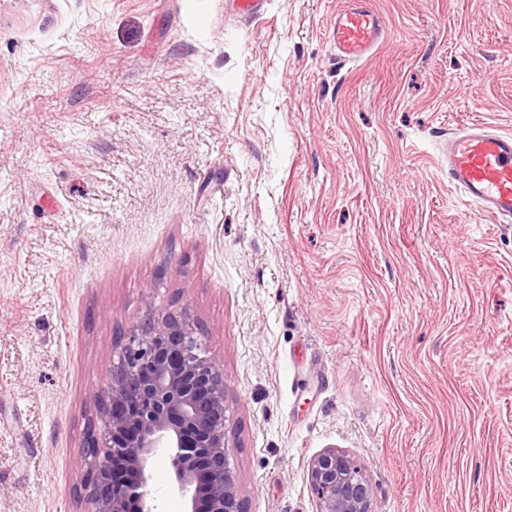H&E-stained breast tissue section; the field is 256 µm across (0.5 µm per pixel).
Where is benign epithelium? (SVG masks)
Here are the masks:
<instances>
[{
  "instance_id": "benign-epithelium-1",
  "label": "benign epithelium",
  "mask_w": 512,
  "mask_h": 512,
  "mask_svg": "<svg viewBox=\"0 0 512 512\" xmlns=\"http://www.w3.org/2000/svg\"><path fill=\"white\" fill-rule=\"evenodd\" d=\"M183 309L148 312L120 332L82 458L90 512H159L150 489L153 458L166 451L187 512H247L226 451L224 371L198 341ZM132 474L112 478L115 463ZM307 482L316 512H370L373 486L344 450L311 458Z\"/></svg>"
}]
</instances>
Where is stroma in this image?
<instances>
[{
	"label": "stroma",
	"instance_id": "35a3bbf8",
	"mask_svg": "<svg viewBox=\"0 0 512 512\" xmlns=\"http://www.w3.org/2000/svg\"><path fill=\"white\" fill-rule=\"evenodd\" d=\"M0 0V512H87L115 331L189 309L248 512H512V223L440 141L512 131V0ZM386 29L367 0H349L336 14L332 44L341 63H358L383 42ZM307 482L316 512H370L372 482L344 450L327 448L311 458Z\"/></svg>",
	"mask_w": 512,
	"mask_h": 512
}]
</instances>
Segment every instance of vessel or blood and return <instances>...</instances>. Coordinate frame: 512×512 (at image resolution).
<instances>
[{
  "instance_id": "1",
  "label": "vessel or blood",
  "mask_w": 512,
  "mask_h": 512,
  "mask_svg": "<svg viewBox=\"0 0 512 512\" xmlns=\"http://www.w3.org/2000/svg\"><path fill=\"white\" fill-rule=\"evenodd\" d=\"M386 29L368 0H349L336 15L332 44L343 63H357L383 42ZM440 168L465 202L496 223H512V132L473 123L450 132L442 143Z\"/></svg>"
}]
</instances>
